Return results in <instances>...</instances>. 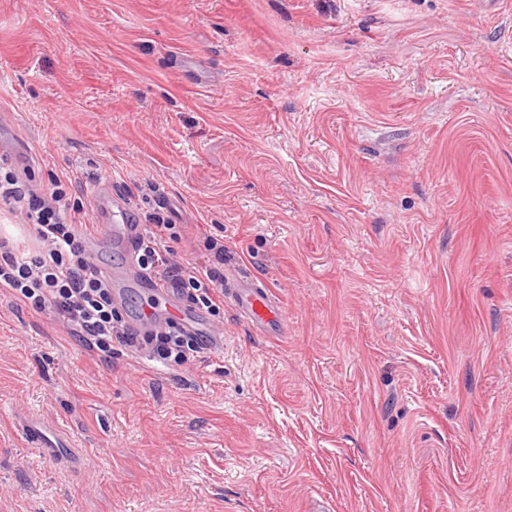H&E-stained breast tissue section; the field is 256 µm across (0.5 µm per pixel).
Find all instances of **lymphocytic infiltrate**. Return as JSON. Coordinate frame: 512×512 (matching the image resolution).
Wrapping results in <instances>:
<instances>
[{
	"label": "lymphocytic infiltrate",
	"mask_w": 512,
	"mask_h": 512,
	"mask_svg": "<svg viewBox=\"0 0 512 512\" xmlns=\"http://www.w3.org/2000/svg\"><path fill=\"white\" fill-rule=\"evenodd\" d=\"M63 181L32 183L8 162L0 163V210L21 215L35 236L34 245L0 236V289L33 310L51 311L68 335L78 338L101 359L114 345L145 354L159 363H185L199 352V336L172 318L142 333L127 322L112 294V280L91 257L97 225L87 223L85 210L70 206ZM179 230L163 216L145 225L137 247L140 268L156 281L199 308L215 311L224 301V273L219 268L224 246L205 242L215 265L199 267L166 257L165 240Z\"/></svg>",
	"instance_id": "lymphocytic-infiltrate-1"
}]
</instances>
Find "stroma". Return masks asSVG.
Listing matches in <instances>:
<instances>
[{
	"label": "stroma",
	"instance_id": "obj_1",
	"mask_svg": "<svg viewBox=\"0 0 512 512\" xmlns=\"http://www.w3.org/2000/svg\"><path fill=\"white\" fill-rule=\"evenodd\" d=\"M0 156L281 310L150 368L0 291V512H512V0H0Z\"/></svg>",
	"mask_w": 512,
	"mask_h": 512
}]
</instances>
